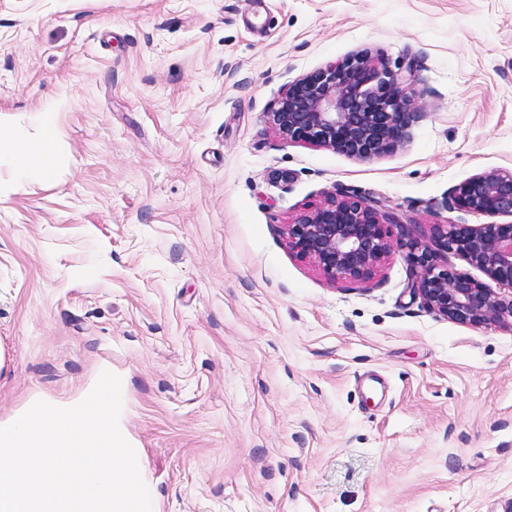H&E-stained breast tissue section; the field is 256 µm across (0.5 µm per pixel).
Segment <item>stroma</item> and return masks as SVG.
I'll return each instance as SVG.
<instances>
[{"instance_id": "obj_1", "label": "stroma", "mask_w": 512, "mask_h": 512, "mask_svg": "<svg viewBox=\"0 0 512 512\" xmlns=\"http://www.w3.org/2000/svg\"><path fill=\"white\" fill-rule=\"evenodd\" d=\"M413 65L408 140L289 142L283 87L359 52ZM61 134L0 189V420L121 379L152 512H512V333L289 250L347 189L422 228L512 169V0H0V114Z\"/></svg>"}]
</instances>
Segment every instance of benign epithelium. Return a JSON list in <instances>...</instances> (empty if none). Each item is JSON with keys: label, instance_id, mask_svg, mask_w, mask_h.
<instances>
[{"label": "benign epithelium", "instance_id": "benign-epithelium-1", "mask_svg": "<svg viewBox=\"0 0 512 512\" xmlns=\"http://www.w3.org/2000/svg\"><path fill=\"white\" fill-rule=\"evenodd\" d=\"M412 66L379 68L365 54H353L293 82L267 113L286 140L371 161L402 144L414 113ZM450 211L512 218V171L474 174L448 195ZM400 228L390 241L383 225ZM288 248L309 259L332 281L366 284L393 250L409 266L407 288L423 308L451 322L494 324L512 332V222L435 224L426 236L395 211H380L353 191L325 194L313 210L285 225ZM453 250L490 279L507 287L494 293L466 274H452L437 252Z\"/></svg>", "mask_w": 512, "mask_h": 512}]
</instances>
